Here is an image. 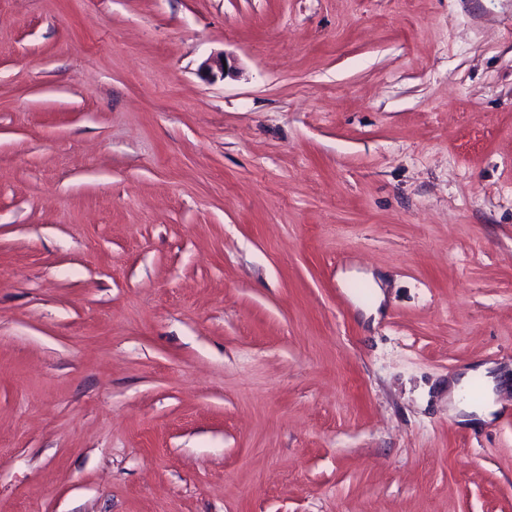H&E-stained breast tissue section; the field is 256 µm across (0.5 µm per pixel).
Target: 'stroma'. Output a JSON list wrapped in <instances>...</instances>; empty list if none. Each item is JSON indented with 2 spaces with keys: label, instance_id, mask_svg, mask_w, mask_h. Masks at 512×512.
Wrapping results in <instances>:
<instances>
[{
  "label": "stroma",
  "instance_id": "stroma-1",
  "mask_svg": "<svg viewBox=\"0 0 512 512\" xmlns=\"http://www.w3.org/2000/svg\"><path fill=\"white\" fill-rule=\"evenodd\" d=\"M510 409L512 0H0V512H512ZM484 376L487 385L480 399L470 400L468 392L473 378ZM495 376L492 373V364H482L469 368L461 376H457L448 383V405L453 406L458 414V421L467 424H478L493 420L494 413L499 406L495 403L494 393Z\"/></svg>",
  "mask_w": 512,
  "mask_h": 512
}]
</instances>
